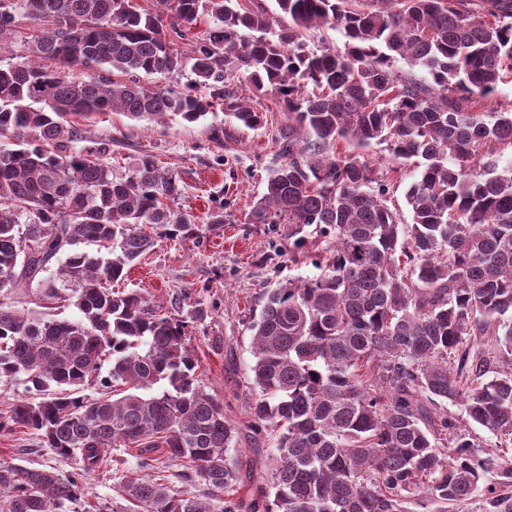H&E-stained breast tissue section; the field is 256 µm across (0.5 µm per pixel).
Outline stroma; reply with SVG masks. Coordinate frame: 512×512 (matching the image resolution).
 <instances>
[{
    "mask_svg": "<svg viewBox=\"0 0 512 512\" xmlns=\"http://www.w3.org/2000/svg\"><path fill=\"white\" fill-rule=\"evenodd\" d=\"M233 83L239 98L265 113L261 128L240 126L222 111L198 123L174 119L162 126L114 112L84 128L87 146L111 140L115 173L131 172L143 155L151 154L163 170L182 180L183 210L201 216L210 208H224L223 223L205 225L200 235L160 238L130 269L122 286L140 292L151 306L192 318L198 374L239 429L228 458L238 468L241 493L248 498L270 476L276 439L267 432L255 433L249 424L247 407L257 390L250 381L253 357L246 322L260 309L266 289L316 275L314 264L298 262L297 255L303 249L316 251L322 243L313 233L299 240L290 224L249 222L288 114L281 101L258 93L244 74H236ZM0 459L51 466L63 475L76 466L75 459L56 456L23 428L0 429ZM138 473L135 458L128 454L121 462L96 469L87 477L90 501L120 500L124 482Z\"/></svg>",
    "mask_w": 512,
    "mask_h": 512,
    "instance_id": "obj_1",
    "label": "stroma"
}]
</instances>
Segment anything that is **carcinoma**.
I'll return each mask as SVG.
<instances>
[{
    "instance_id": "cac0c4a2",
    "label": "carcinoma",
    "mask_w": 512,
    "mask_h": 512,
    "mask_svg": "<svg viewBox=\"0 0 512 512\" xmlns=\"http://www.w3.org/2000/svg\"><path fill=\"white\" fill-rule=\"evenodd\" d=\"M275 2L156 0L140 13L131 0H0V34L19 14L36 28L30 59L0 65V294L37 279L78 311L0 300V381L30 394L0 427L81 461L63 476L0 460V512H79L86 476L120 448L147 474L127 480L126 504L95 512H410L417 497L466 512L493 471L485 512H512V467L460 430L463 417L512 445V372L485 379L467 344L492 336L512 356V168L481 164L512 152V110L481 111L512 70V0ZM203 17L192 86L140 84L141 72L181 71L178 42ZM320 27L345 48L311 47ZM399 59L430 79L395 70ZM114 69L127 80L102 75ZM234 72L288 110L250 223L314 224L329 244L318 275L265 291L250 322L260 395L248 415L276 435L278 459L249 503L225 459L238 429L197 374L188 322L112 289L156 238L222 224L224 205L202 219L176 207L181 180L152 155L115 176L112 141L81 147L67 120L193 123L223 106L259 128L263 113L226 85ZM374 145L389 167L353 154ZM412 158L422 169L402 228L390 184ZM96 380L112 395H83ZM445 401L462 417L431 414ZM157 448L210 494L167 485Z\"/></svg>"
}]
</instances>
